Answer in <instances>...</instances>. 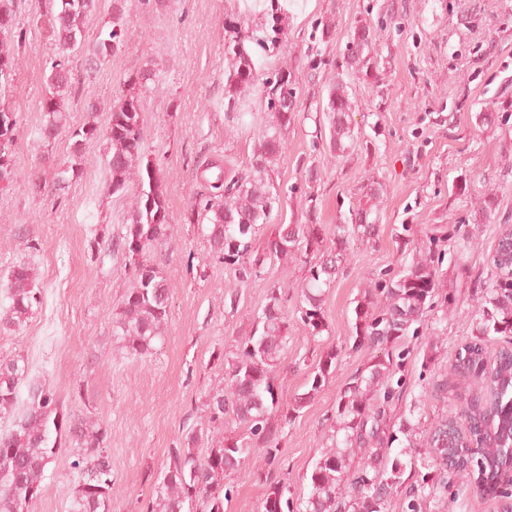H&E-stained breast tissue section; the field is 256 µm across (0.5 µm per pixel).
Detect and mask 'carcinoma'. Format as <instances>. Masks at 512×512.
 <instances>
[{
	"mask_svg": "<svg viewBox=\"0 0 512 512\" xmlns=\"http://www.w3.org/2000/svg\"><path fill=\"white\" fill-rule=\"evenodd\" d=\"M259 25L247 26L236 15L224 18L225 56L229 61L224 84L226 114L240 127L260 126V133L244 174H224L220 161L206 165L217 169L214 179L204 178V188L189 208V218L206 223L212 252L233 269L237 281L261 276L272 259L300 261L305 277L296 311L305 331L320 336L328 325L323 305L342 263L348 260L352 238L375 240L378 225L370 211L352 213L353 223L337 224L331 244L325 243L326 225L317 223V200L308 202L306 224H275L263 239L261 227L282 206L285 191L275 183L276 161L286 147L288 128L295 120L298 89L286 67L263 69L254 49L267 51L286 36L279 0H267ZM100 0H58L57 9L44 21L47 37L57 53L47 82L50 96L41 105L44 122L39 139L51 144L59 136L72 140L73 158L57 163L55 191H65L78 177L74 156L87 142L103 138L109 145L106 165L112 193L126 190L136 180L139 190L132 211L110 245L120 247L133 270V284L124 294L115 320L116 336L126 354L147 358L157 351L170 309V292L152 253L172 237L167 190L159 168L147 160L142 133L141 91L155 83L152 67L128 76L129 93L113 105L106 126L97 122L98 107L86 106V120L63 130L59 115L69 89L71 53L87 55L91 68L112 62L124 48L123 4L113 0L107 29L86 41L83 21L99 7ZM377 33L369 25L355 27L347 47V65L354 72L368 64ZM25 39L15 23L14 0H0V83L13 79L19 49ZM257 92L263 112L244 104L248 91ZM353 102L343 81L328 88L322 112L328 121L330 153H345L355 134L350 123ZM17 116L0 109V186L13 180L12 146ZM402 242L417 257L402 270L386 272L365 283L363 297L354 308L353 348L368 355L364 367L347 384L332 417L325 448L311 472L305 475L308 494L303 512H386L387 501L404 484L407 469L416 464L430 468L437 463L445 472L475 484L479 494L495 501L499 512H512V345L489 351L488 337L512 336V234L500 230L490 257L493 279L484 288L475 309L476 334L464 343L448 366L460 381L476 384L486 394L467 403L459 417L436 421L428 430L427 448L420 457L405 447L387 458L395 441L387 407L403 378L406 356L393 354L397 341L421 321L438 296L434 260L425 253V242L402 227ZM0 292L9 301L0 308V332H16L42 305L34 288L30 267H11ZM288 296L273 287L267 303L253 318L249 334L232 345L231 359L224 353L214 363L228 364L224 385L213 388L203 402L208 428L194 427L168 450L167 458L142 512H224L226 477L243 464L259 460L256 474L266 486L262 512H294L285 496L287 482L279 476L281 433L293 416L322 390L336 368V351L321 353L306 371L307 390L283 402L277 386V366L288 345ZM107 427L78 418L51 384L32 376V365L20 354L0 357V512H34L46 473L62 449L71 455L75 473L67 512H112V456ZM436 478L422 476L408 491L409 512H420L419 499Z\"/></svg>",
	"mask_w": 512,
	"mask_h": 512,
	"instance_id": "carcinoma-1",
	"label": "carcinoma"
}]
</instances>
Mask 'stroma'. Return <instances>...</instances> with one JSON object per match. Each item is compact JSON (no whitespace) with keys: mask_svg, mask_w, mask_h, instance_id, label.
Here are the masks:
<instances>
[{"mask_svg":"<svg viewBox=\"0 0 512 512\" xmlns=\"http://www.w3.org/2000/svg\"><path fill=\"white\" fill-rule=\"evenodd\" d=\"M52 6L53 0H15L26 38L13 80L0 86V107L13 110L18 120L14 180L0 190V277L27 262L43 294L41 309L20 332L0 335V357L27 356L34 375L48 379L71 411L107 426L112 512H140L168 448L203 424L205 397L224 381L215 354L230 351L234 338L249 333L271 286L286 291L287 308L295 310L305 268L268 264L242 288L239 305H231L226 287L234 274L211 252L204 228L188 219L203 165L220 159L225 169L243 172L252 158L256 134L224 112V18L245 12L257 20L255 0H168L158 11L126 0L123 53L93 74L83 56H74L72 93L62 114L65 126H78L92 100L100 106L99 124H106L111 107L128 90V75L147 66L157 72L155 87L142 96L143 134L167 188L174 224L171 244L153 257L167 281L171 307L157 352L143 360L126 355L113 319L132 285V270L120 251L94 250L89 243L100 234H118L137 184L113 193L107 145L98 139L86 143L81 175L63 195H38L29 185L34 177L52 181L51 159L68 157L71 145L64 135L48 146L37 139L56 48L36 22ZM362 22L380 33L366 75L342 68L346 45ZM326 25L335 37L323 43L318 35ZM285 26L272 61L293 72L300 106L274 173L288 191L278 222L306 223L301 187L312 169L321 175L313 190L318 221L329 226L349 223L352 209L368 202L372 182L386 187L379 238L370 244L351 241L345 269L325 298L327 331L314 338L296 318L288 320V351L277 368L284 399L304 390L300 357L312 359L329 349L337 354L323 390L282 436L288 494L299 499L307 494L305 473L326 446L337 399L366 362L351 339L364 283L411 262V250L398 238L402 225L418 232L456 225L474 247L461 261L455 240L444 237L432 246L444 294L418 335L405 339L404 388L393 413L428 426L448 411L463 410L477 393L451 376L448 365L475 330V283L490 275L488 255L499 227L512 224V0H287ZM339 77L357 104L351 114L357 138L342 157L312 146L328 87ZM485 113L496 116L495 125L480 123ZM487 191L495 196L492 213L473 223L472 201ZM70 463L69 453H62L48 471L36 512H67ZM226 483L231 493L224 512H260L265 488L253 465L233 472ZM454 491L457 508H449L447 494L439 491L422 501L421 512L497 510L473 484L455 485Z\"/></svg>","mask_w":512,"mask_h":512,"instance_id":"1","label":"stroma"}]
</instances>
